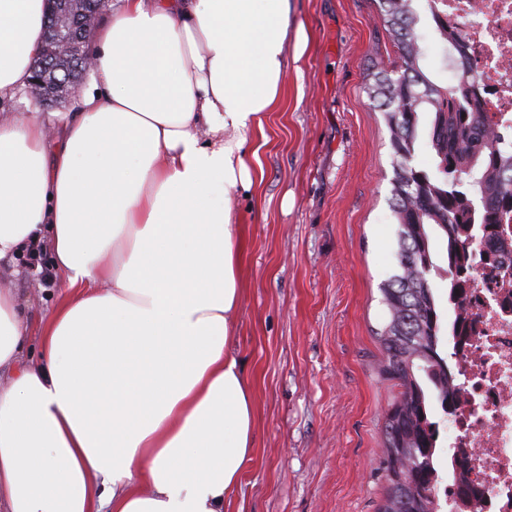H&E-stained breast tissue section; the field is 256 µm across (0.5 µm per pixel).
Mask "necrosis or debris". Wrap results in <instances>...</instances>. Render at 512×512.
<instances>
[{
	"mask_svg": "<svg viewBox=\"0 0 512 512\" xmlns=\"http://www.w3.org/2000/svg\"><path fill=\"white\" fill-rule=\"evenodd\" d=\"M456 32L448 70H472L485 121L512 132V0H436ZM448 308L449 371L444 512H512V224L478 244Z\"/></svg>",
	"mask_w": 512,
	"mask_h": 512,
	"instance_id": "necrosis-or-debris-1",
	"label": "necrosis or debris"
}]
</instances>
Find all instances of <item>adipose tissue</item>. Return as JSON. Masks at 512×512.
Listing matches in <instances>:
<instances>
[{
	"label": "adipose tissue",
	"mask_w": 512,
	"mask_h": 512,
	"mask_svg": "<svg viewBox=\"0 0 512 512\" xmlns=\"http://www.w3.org/2000/svg\"><path fill=\"white\" fill-rule=\"evenodd\" d=\"M119 2L56 145L0 116V261L49 246L66 288L36 360L0 288V512H224L253 448L227 196L283 94L288 0ZM47 11L0 0V98L28 84Z\"/></svg>",
	"instance_id": "ef3b65f1"
}]
</instances>
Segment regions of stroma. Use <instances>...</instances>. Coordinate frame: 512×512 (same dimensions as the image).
I'll use <instances>...</instances> for the list:
<instances>
[{
	"instance_id": "35a3bbf8",
	"label": "stroma",
	"mask_w": 512,
	"mask_h": 512,
	"mask_svg": "<svg viewBox=\"0 0 512 512\" xmlns=\"http://www.w3.org/2000/svg\"><path fill=\"white\" fill-rule=\"evenodd\" d=\"M279 107L249 135L250 190L230 205L245 250L233 353L253 385L250 462L227 512H377L384 414L397 393L379 371L380 287L397 273L396 158L373 73L398 55L375 0H289ZM16 288L31 332L60 297L43 274Z\"/></svg>"
}]
</instances>
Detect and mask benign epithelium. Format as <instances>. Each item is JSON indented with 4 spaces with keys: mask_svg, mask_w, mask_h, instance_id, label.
Returning <instances> with one entry per match:
<instances>
[{
    "mask_svg": "<svg viewBox=\"0 0 512 512\" xmlns=\"http://www.w3.org/2000/svg\"><path fill=\"white\" fill-rule=\"evenodd\" d=\"M50 21L42 53L34 65L29 82L42 105L56 107L69 86L77 83L75 74H85L92 57L83 46L81 30L98 17L101 8L95 2L91 10L79 14L72 10L73 0H49Z\"/></svg>",
    "mask_w": 512,
    "mask_h": 512,
    "instance_id": "1",
    "label": "benign epithelium"
}]
</instances>
